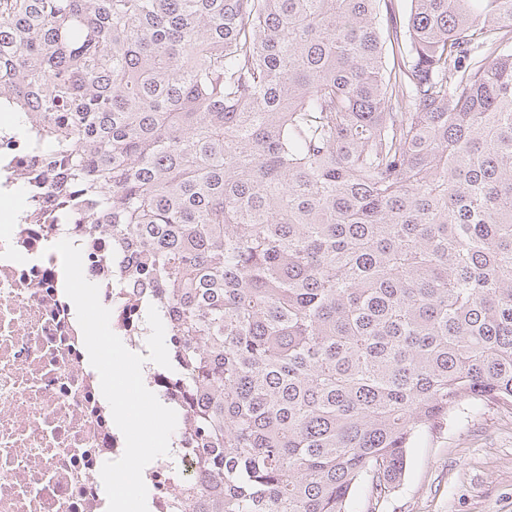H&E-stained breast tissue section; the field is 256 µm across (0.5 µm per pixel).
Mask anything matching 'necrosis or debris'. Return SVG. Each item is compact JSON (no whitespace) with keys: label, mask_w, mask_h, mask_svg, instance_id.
<instances>
[{"label":"necrosis or debris","mask_w":512,"mask_h":512,"mask_svg":"<svg viewBox=\"0 0 512 512\" xmlns=\"http://www.w3.org/2000/svg\"><path fill=\"white\" fill-rule=\"evenodd\" d=\"M43 147L15 136L0 113V512H103L105 462L125 441L91 366L76 309L64 290L52 246L67 239L82 252L85 278L110 309V327L145 352L140 293L122 288L112 243L75 232L61 207L47 206L52 184ZM145 386L181 407L168 455L143 471L148 512H177L178 487L197 477L190 399L164 367L145 363Z\"/></svg>","instance_id":"4bbe7bcc"}]
</instances>
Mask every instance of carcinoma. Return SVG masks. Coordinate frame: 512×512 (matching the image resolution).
I'll return each instance as SVG.
<instances>
[{"label": "carcinoma", "instance_id": "1", "mask_svg": "<svg viewBox=\"0 0 512 512\" xmlns=\"http://www.w3.org/2000/svg\"><path fill=\"white\" fill-rule=\"evenodd\" d=\"M168 328L183 512H347L512 409V0H0V104Z\"/></svg>", "mask_w": 512, "mask_h": 512}]
</instances>
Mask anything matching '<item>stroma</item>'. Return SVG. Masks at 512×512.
<instances>
[{
  "label": "stroma",
  "instance_id": "stroma-1",
  "mask_svg": "<svg viewBox=\"0 0 512 512\" xmlns=\"http://www.w3.org/2000/svg\"><path fill=\"white\" fill-rule=\"evenodd\" d=\"M350 512H512V410L462 403L410 448L399 486L374 499L355 489Z\"/></svg>",
  "mask_w": 512,
  "mask_h": 512
}]
</instances>
